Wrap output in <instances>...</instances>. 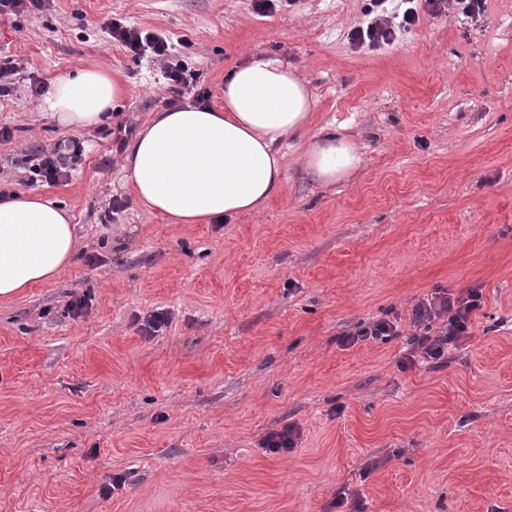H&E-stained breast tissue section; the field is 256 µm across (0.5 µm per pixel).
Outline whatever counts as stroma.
Here are the masks:
<instances>
[{"label": "stroma", "mask_w": 512, "mask_h": 512, "mask_svg": "<svg viewBox=\"0 0 512 512\" xmlns=\"http://www.w3.org/2000/svg\"><path fill=\"white\" fill-rule=\"evenodd\" d=\"M368 3L45 0L0 16V59L18 66L0 188L56 199L77 237L59 275L0 301V512H328L340 493L344 512H512V0L470 16L422 2L373 51L347 38ZM109 18L189 39L215 105L257 52L309 81L313 123L263 210L168 224L139 207L123 151L170 93L159 61L109 42ZM92 66L127 95L94 128L57 127L31 83ZM329 123L361 164L324 186L300 166ZM36 148L71 159L68 182H30ZM474 285L467 343L400 369L414 304ZM379 319L398 335L339 346ZM287 425L294 448H261Z\"/></svg>", "instance_id": "35a3bbf8"}]
</instances>
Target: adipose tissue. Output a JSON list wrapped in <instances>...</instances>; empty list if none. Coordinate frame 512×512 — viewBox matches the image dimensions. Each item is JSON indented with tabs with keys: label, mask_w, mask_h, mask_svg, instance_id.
Masks as SVG:
<instances>
[{
	"label": "adipose tissue",
	"mask_w": 512,
	"mask_h": 512,
	"mask_svg": "<svg viewBox=\"0 0 512 512\" xmlns=\"http://www.w3.org/2000/svg\"><path fill=\"white\" fill-rule=\"evenodd\" d=\"M125 89L101 67L53 80L41 107L58 126L103 122ZM224 104L185 102L154 113L127 144L125 179L138 204L173 224H208L259 211L282 188V144L302 135L314 99L281 58L254 54L224 80ZM361 162L353 139L321 127L303 155L307 176L339 182ZM74 230L54 200L17 193L0 200V299L57 276L73 258Z\"/></svg>",
	"instance_id": "ef3b65f1"
}]
</instances>
